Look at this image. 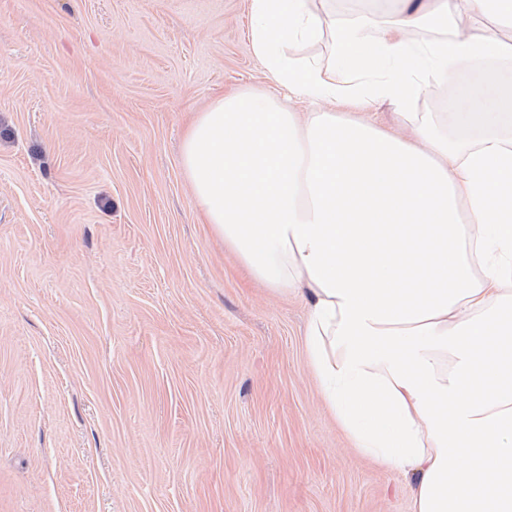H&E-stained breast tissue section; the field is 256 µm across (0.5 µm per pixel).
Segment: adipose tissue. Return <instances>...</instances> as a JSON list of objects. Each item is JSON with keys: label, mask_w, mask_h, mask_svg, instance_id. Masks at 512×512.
Returning <instances> with one entry per match:
<instances>
[{"label": "adipose tissue", "mask_w": 512, "mask_h": 512, "mask_svg": "<svg viewBox=\"0 0 512 512\" xmlns=\"http://www.w3.org/2000/svg\"><path fill=\"white\" fill-rule=\"evenodd\" d=\"M272 85L198 113L181 164L252 279L305 291V342L354 448L414 474L412 512H512V92L413 106L477 60L512 62V0H393L345 27L312 0H251ZM335 37L330 61L299 52ZM386 103L410 137L337 107ZM467 130L452 142L440 122Z\"/></svg>", "instance_id": "obj_1"}]
</instances>
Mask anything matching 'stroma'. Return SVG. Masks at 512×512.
Masks as SVG:
<instances>
[{
    "mask_svg": "<svg viewBox=\"0 0 512 512\" xmlns=\"http://www.w3.org/2000/svg\"><path fill=\"white\" fill-rule=\"evenodd\" d=\"M250 25L249 0H0V512H412L324 404L306 297L250 279L182 170L196 113L271 88Z\"/></svg>",
    "mask_w": 512,
    "mask_h": 512,
    "instance_id": "stroma-1",
    "label": "stroma"
}]
</instances>
